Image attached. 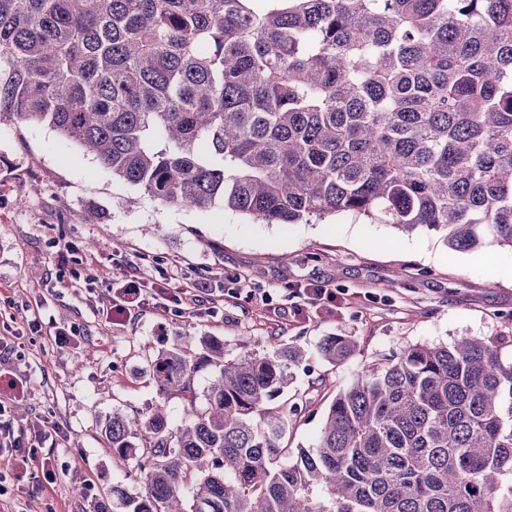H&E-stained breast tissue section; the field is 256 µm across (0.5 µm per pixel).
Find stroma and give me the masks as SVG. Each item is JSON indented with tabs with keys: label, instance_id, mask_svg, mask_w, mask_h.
<instances>
[{
	"label": "stroma",
	"instance_id": "stroma-1",
	"mask_svg": "<svg viewBox=\"0 0 512 512\" xmlns=\"http://www.w3.org/2000/svg\"><path fill=\"white\" fill-rule=\"evenodd\" d=\"M102 215L86 223L89 208ZM142 282L222 288L179 314L146 299L122 324L107 315L113 274ZM333 288L336 300L312 304L304 288ZM73 330L77 342L23 332L17 317ZM512 313V249L488 244L455 252L437 236L404 232L355 213L309 224H257L216 203L205 212L164 206L112 177L81 148L45 125H0V337H14L9 367L29 382L7 417L26 429L48 420L64 427L44 442L40 467L24 479L0 477V512H89L111 504L129 471L112 462L102 427L112 414L165 405L172 425L181 402L164 400L151 375L155 356L177 334L224 341L228 357L301 346L289 402L313 397L288 431L289 448H315L328 406L365 363L409 344H452L494 336ZM355 337L358 352L332 365L323 339Z\"/></svg>",
	"mask_w": 512,
	"mask_h": 512
}]
</instances>
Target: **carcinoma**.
<instances>
[{"label":"carcinoma","instance_id":"1","mask_svg":"<svg viewBox=\"0 0 512 512\" xmlns=\"http://www.w3.org/2000/svg\"><path fill=\"white\" fill-rule=\"evenodd\" d=\"M46 124L163 205L353 212L512 248V0H0V123ZM351 336L320 345L339 364ZM512 333L416 343L338 392L312 451L275 400L303 350L179 336L183 402L104 434L144 488L101 512H512ZM216 376L197 407L194 377Z\"/></svg>","mask_w":512,"mask_h":512}]
</instances>
